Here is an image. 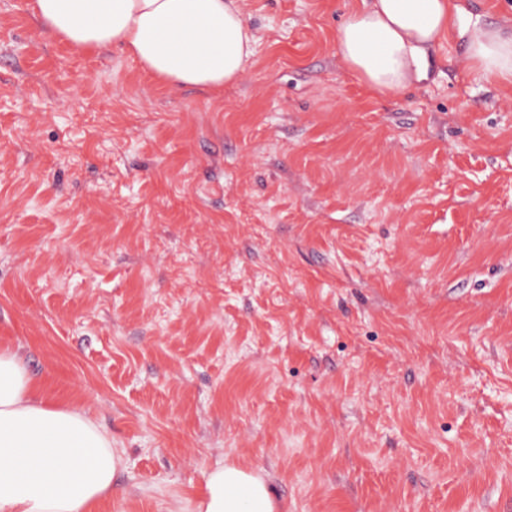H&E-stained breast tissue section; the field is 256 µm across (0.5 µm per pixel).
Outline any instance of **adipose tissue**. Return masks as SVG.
<instances>
[{"label": "adipose tissue", "instance_id": "ef3b65f1", "mask_svg": "<svg viewBox=\"0 0 512 512\" xmlns=\"http://www.w3.org/2000/svg\"><path fill=\"white\" fill-rule=\"evenodd\" d=\"M49 37L72 47H118L169 86L217 89L253 57L255 30L241 0H33ZM457 0H362L336 31L337 53L373 91L394 95L428 77L427 57L455 27ZM468 60L512 82V35L464 26ZM123 449L84 409L51 403L14 349L0 347V512H93L112 495ZM198 512H279L264 474L247 460L216 462Z\"/></svg>", "mask_w": 512, "mask_h": 512}]
</instances>
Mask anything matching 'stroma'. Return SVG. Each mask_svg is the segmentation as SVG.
Segmentation results:
<instances>
[{"instance_id":"stroma-1","label":"stroma","mask_w":512,"mask_h":512,"mask_svg":"<svg viewBox=\"0 0 512 512\" xmlns=\"http://www.w3.org/2000/svg\"><path fill=\"white\" fill-rule=\"evenodd\" d=\"M0 0V344L125 452L98 512H512V83L451 35L372 91L362 0H244L235 83L174 89ZM199 512H278L264 474L246 459L217 461L206 473Z\"/></svg>"}]
</instances>
